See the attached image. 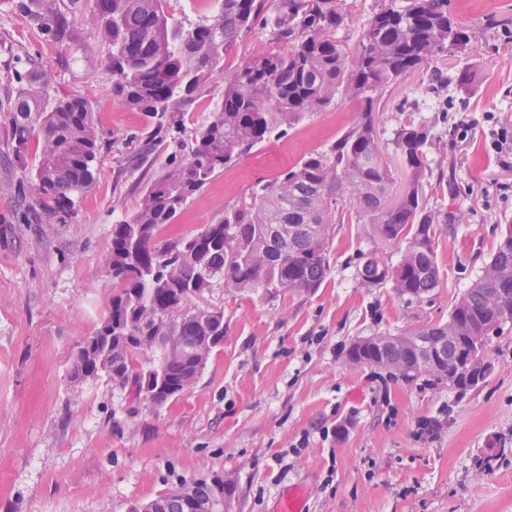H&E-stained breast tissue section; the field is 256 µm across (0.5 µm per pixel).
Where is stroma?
<instances>
[{
    "mask_svg": "<svg viewBox=\"0 0 512 512\" xmlns=\"http://www.w3.org/2000/svg\"><path fill=\"white\" fill-rule=\"evenodd\" d=\"M67 7L74 38L54 43L22 0H0V99L14 91L20 59L31 57L51 72L55 93L93 102L103 138L95 178L75 217L60 224L31 191L35 148L16 152L12 114L0 109V512H126L212 472L235 483V512H275L293 484L306 486L309 512H512V322L487 344L488 384L462 399L448 386L393 381L346 359L359 339L447 322L512 220V164L491 148L499 128L512 132V0H448L474 39L439 65L448 76L471 66L474 82L466 99L449 91L454 110L429 153L432 165L453 164L451 187L429 179V206L465 216L435 227L437 287L419 302L392 284L362 283L361 254L392 265L404 247L376 225L344 220L314 292H228L218 280L196 297L223 310L224 345L192 389L162 406L131 401L107 377L70 375L112 295L103 272L112 226L131 214L149 176L132 162L151 127L112 93L110 51L89 23L95 0ZM276 48L268 31L244 36L186 108V129L221 102L225 71ZM428 79L424 70L407 74L375 100L381 144L403 120L399 100L434 120ZM362 110L345 99L271 136L215 177L179 230L211 223L249 200L256 182L328 149ZM430 421L432 436L416 440ZM492 440L508 453L479 470Z\"/></svg>",
    "mask_w": 512,
    "mask_h": 512,
    "instance_id": "stroma-1",
    "label": "stroma"
}]
</instances>
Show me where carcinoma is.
<instances>
[{"label": "carcinoma", "mask_w": 512, "mask_h": 512, "mask_svg": "<svg viewBox=\"0 0 512 512\" xmlns=\"http://www.w3.org/2000/svg\"><path fill=\"white\" fill-rule=\"evenodd\" d=\"M165 0H96L91 23L112 47V91L130 109L146 115L156 130L182 135V155L171 156L163 172L138 194L130 216L112 225L104 272L113 291L107 312L79 347L73 366L77 379L104 373L128 385L134 400L163 404L196 384L194 348L224 344V312L183 308L179 319L163 316L202 293L214 281L227 291L263 289L278 293L315 291L330 270L329 247L336 214L347 206L361 224L380 226L384 238L404 242L400 261L389 266L376 255L363 256L359 277L392 282L403 296L420 299L437 287L439 268L432 247L433 226L448 213L427 207L424 183L427 153L435 127L405 118L394 130L393 150L407 174L403 192L388 202L395 182L384 161L372 108L398 78L464 50L471 36L448 16V0H378L363 23L355 51L337 36L347 23L346 0H219L210 19L186 28L169 21ZM26 7L50 22L40 27L49 40H72L67 14L53 0H29ZM269 29L284 49L253 57L224 82V100L209 121L185 135L184 111L194 94L221 68L239 39L257 25ZM11 106L16 151L36 144L38 164L31 174L33 196L53 218L65 222L76 212L75 195L94 180L100 153L98 120L82 97L50 99V73L29 62L16 73ZM448 83L441 69L431 71L429 90L436 111L448 123ZM364 110L328 150L304 156L270 181L256 184L252 199L224 216L185 233L164 236L189 204L225 167L272 134L345 99ZM512 322V224L481 274L455 303L448 322L416 330L446 359L443 373L414 375V353L396 336L377 344L363 338L347 353L349 362L373 366L392 379L448 385L464 396L487 382L490 371L469 363L485 352L483 327L498 330ZM458 327L472 337L448 341ZM201 496L228 502L235 485L215 473L197 478ZM162 512H200L187 500L168 499Z\"/></svg>", "instance_id": "carcinoma-1"}]
</instances>
